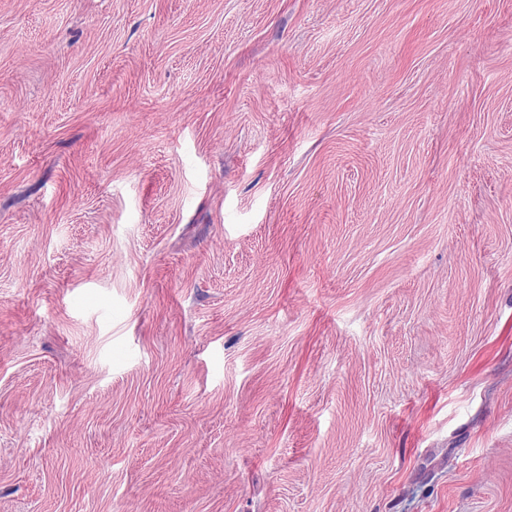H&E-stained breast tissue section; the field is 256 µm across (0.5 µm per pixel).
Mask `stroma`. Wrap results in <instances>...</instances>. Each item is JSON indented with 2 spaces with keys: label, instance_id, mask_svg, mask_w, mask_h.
I'll list each match as a JSON object with an SVG mask.
<instances>
[{
  "label": "stroma",
  "instance_id": "35a3bbf8",
  "mask_svg": "<svg viewBox=\"0 0 512 512\" xmlns=\"http://www.w3.org/2000/svg\"><path fill=\"white\" fill-rule=\"evenodd\" d=\"M0 512H512V0H0Z\"/></svg>",
  "mask_w": 512,
  "mask_h": 512
}]
</instances>
